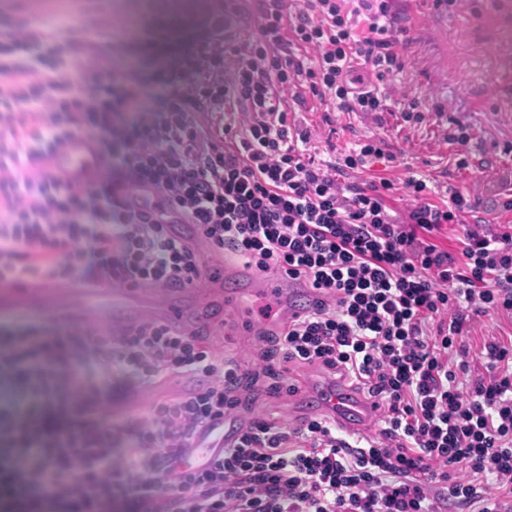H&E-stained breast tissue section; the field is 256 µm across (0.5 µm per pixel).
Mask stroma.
I'll return each instance as SVG.
<instances>
[{
	"mask_svg": "<svg viewBox=\"0 0 512 512\" xmlns=\"http://www.w3.org/2000/svg\"><path fill=\"white\" fill-rule=\"evenodd\" d=\"M262 7L263 0H189L186 14L174 17L154 11L151 0H0V16L126 18L130 49L115 54L112 67L120 71L132 65L149 77L195 47L212 12L230 13L244 36L254 31ZM397 25L403 30L396 48L403 69L393 82L403 97L426 104L422 124L402 122L403 97L396 96L387 111L368 116L310 101L289 113V122L311 131L312 147L327 161L359 139H384L397 156L390 177L401 179L414 170L447 182L478 196V219L512 224V210L501 206V194L512 182V46L506 42L512 33V0H464L454 7L441 0H399ZM449 118L471 126L470 151L481 156L482 168L454 169L457 148L439 134ZM239 396L242 416L258 412L278 423H292L298 412L318 408L309 396L275 398L260 390H243Z\"/></svg>",
	"mask_w": 512,
	"mask_h": 512,
	"instance_id": "stroma-1",
	"label": "stroma"
}]
</instances>
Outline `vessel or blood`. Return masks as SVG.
Here are the masks:
<instances>
[{"mask_svg": "<svg viewBox=\"0 0 512 512\" xmlns=\"http://www.w3.org/2000/svg\"><path fill=\"white\" fill-rule=\"evenodd\" d=\"M101 163L97 142L89 136L70 141L46 158L44 169L63 174L70 183L86 186L96 181ZM179 238L206 259L205 275L197 288H65L40 280L24 283L0 282V314H22L38 317L43 304H51L55 318L67 325L87 324L107 326L118 335L145 323L162 324L179 331L198 332L208 327L209 312L214 304L238 307L241 296L258 301H274L281 310L282 321L293 320L314 301L303 283L276 274H259L232 256L222 261L211 260L210 240L190 225L176 227ZM243 284L240 292L227 290L226 284ZM322 408L335 419L337 426L352 432L363 425L371 407L359 403L347 390L327 383L320 388ZM233 446L235 437L228 430L200 439L197 447L187 449L182 465L198 469L211 463L218 444Z\"/></svg>", "mask_w": 512, "mask_h": 512, "instance_id": "1", "label": "vessel or blood"}]
</instances>
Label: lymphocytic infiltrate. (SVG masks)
Returning a JSON list of instances; mask_svg holds the SVG:
<instances>
[{
    "mask_svg": "<svg viewBox=\"0 0 512 512\" xmlns=\"http://www.w3.org/2000/svg\"><path fill=\"white\" fill-rule=\"evenodd\" d=\"M266 0L255 31L207 23L196 50L159 75V119L136 70L115 72L117 24L22 19L0 27V282L78 288L192 286L200 259L173 238L168 213L259 272L303 282L314 304L281 332L257 333L251 358L203 333L147 323L60 334L36 321L0 326V512H503L512 501V338L471 352L477 318L512 316V224H471L475 197L435 201L432 178L377 174L396 160L367 138L332 161L312 155L288 101L383 112L379 82L400 71L395 0ZM78 80H71V71ZM377 81L365 83L363 72ZM228 122H219L220 114ZM97 139L99 182L72 187L37 169L72 137ZM158 200L136 203V191ZM410 198L392 214L394 195ZM458 227V247L436 242ZM319 368L362 389L379 413L372 438L325 415L279 425L254 415L202 470L178 468L195 434L237 419L244 378ZM194 376L193 396L157 394ZM136 412L112 421V395Z\"/></svg>",
    "mask_w": 512,
    "mask_h": 512,
    "instance_id": "obj_1",
    "label": "lymphocytic infiltrate"
}]
</instances>
